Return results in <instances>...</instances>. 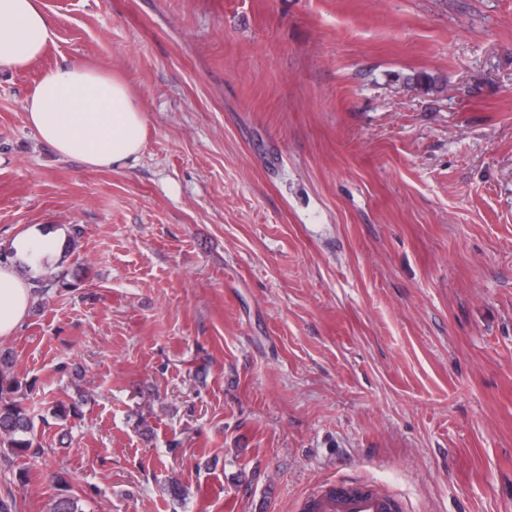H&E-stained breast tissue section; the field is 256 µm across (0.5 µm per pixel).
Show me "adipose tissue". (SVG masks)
Here are the masks:
<instances>
[{"label": "adipose tissue", "instance_id": "1", "mask_svg": "<svg viewBox=\"0 0 512 512\" xmlns=\"http://www.w3.org/2000/svg\"><path fill=\"white\" fill-rule=\"evenodd\" d=\"M56 34L43 0H0V71L36 61ZM28 125L64 158L95 168L128 163L142 151L145 117L127 85L74 62L46 71L24 102ZM32 298L15 264H0V339L13 336Z\"/></svg>", "mask_w": 512, "mask_h": 512}]
</instances>
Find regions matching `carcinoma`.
Masks as SVG:
<instances>
[{"mask_svg": "<svg viewBox=\"0 0 512 512\" xmlns=\"http://www.w3.org/2000/svg\"><path fill=\"white\" fill-rule=\"evenodd\" d=\"M31 285L33 293L42 295L64 285V280L50 273L31 280ZM23 400L21 382L0 371V458L5 462L11 455L41 452L34 421L28 416Z\"/></svg>", "mask_w": 512, "mask_h": 512, "instance_id": "obj_1", "label": "carcinoma"}]
</instances>
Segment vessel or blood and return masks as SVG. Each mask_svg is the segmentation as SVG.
<instances>
[{"instance_id": "obj_1", "label": "vessel or blood", "mask_w": 512, "mask_h": 512, "mask_svg": "<svg viewBox=\"0 0 512 512\" xmlns=\"http://www.w3.org/2000/svg\"><path fill=\"white\" fill-rule=\"evenodd\" d=\"M315 512H395L397 503L373 486L339 483L316 489L310 496Z\"/></svg>"}]
</instances>
